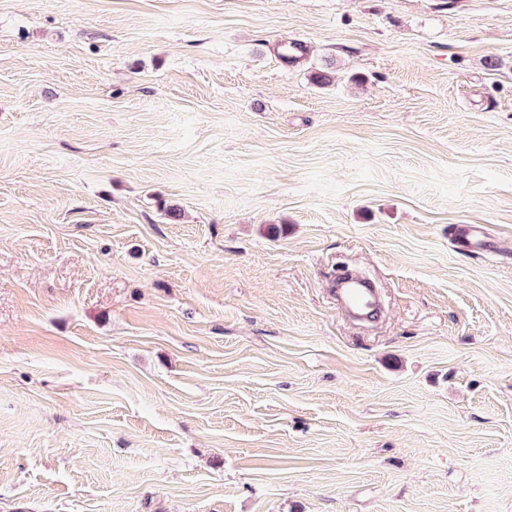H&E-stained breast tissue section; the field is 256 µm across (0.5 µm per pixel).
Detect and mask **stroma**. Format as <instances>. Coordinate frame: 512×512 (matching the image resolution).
Returning a JSON list of instances; mask_svg holds the SVG:
<instances>
[{
  "instance_id": "stroma-1",
  "label": "stroma",
  "mask_w": 512,
  "mask_h": 512,
  "mask_svg": "<svg viewBox=\"0 0 512 512\" xmlns=\"http://www.w3.org/2000/svg\"><path fill=\"white\" fill-rule=\"evenodd\" d=\"M0 512H512V0H0ZM341 305L345 310L361 321L378 320L384 306L380 296L371 282L341 272L336 276Z\"/></svg>"
}]
</instances>
